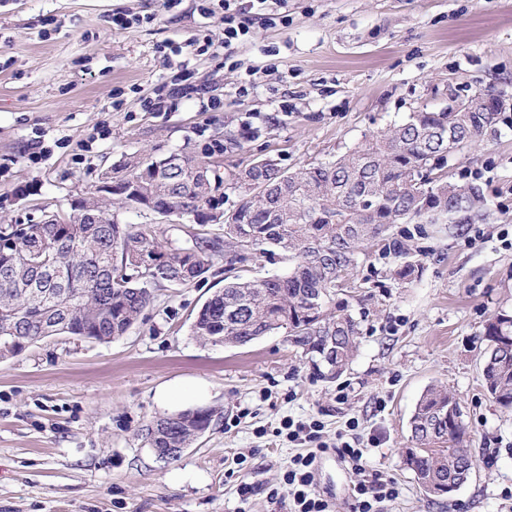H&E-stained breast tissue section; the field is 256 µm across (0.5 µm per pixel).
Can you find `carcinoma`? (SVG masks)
Returning a JSON list of instances; mask_svg holds the SVG:
<instances>
[{
	"mask_svg": "<svg viewBox=\"0 0 512 512\" xmlns=\"http://www.w3.org/2000/svg\"><path fill=\"white\" fill-rule=\"evenodd\" d=\"M490 112H411L405 121L374 134L335 160L293 171L271 159L224 179L213 162L189 151L125 153L101 170L94 189L75 200L72 214L51 213L37 224H0V357L5 343L30 346L66 333L98 342L125 335L152 302L151 289L204 278L213 257L224 266L262 252L288 261V269L232 281L197 312L191 333L212 346H244L285 331L316 377L336 380L351 361L359 322L349 284L362 246L384 240L394 224H453L484 211L472 185L439 173L448 155L479 142ZM239 192L237 207L219 209L224 186ZM133 209L146 222L122 224L111 208ZM177 216L200 226L224 219V239L198 245L164 241L154 226ZM512 339V312L501 310L483 328L495 346ZM498 371L484 384L492 400L512 410V346L496 353ZM214 411L185 410L153 419L141 436L167 460L181 456L213 421ZM414 446L402 456L424 489L465 484L478 460L461 455L466 427L459 398L430 387L410 418Z\"/></svg>",
	"mask_w": 512,
	"mask_h": 512,
	"instance_id": "obj_1",
	"label": "carcinoma"
}]
</instances>
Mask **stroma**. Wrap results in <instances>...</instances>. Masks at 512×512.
<instances>
[{
	"instance_id": "obj_1",
	"label": "stroma",
	"mask_w": 512,
	"mask_h": 512,
	"mask_svg": "<svg viewBox=\"0 0 512 512\" xmlns=\"http://www.w3.org/2000/svg\"><path fill=\"white\" fill-rule=\"evenodd\" d=\"M136 16L127 28L116 13ZM222 11L197 0H0V223L32 224L71 203L121 154L215 150L221 175L263 158L295 169L325 162L422 107L489 90L512 97V0H289L287 26L201 54L199 34L221 35ZM184 43L181 59L170 41ZM210 103L147 112L144 98L179 76ZM108 137H101V127ZM50 149L27 160L30 139ZM450 181L480 187L483 220L397 224L417 278L396 274L388 243L365 244L352 278L357 350L336 381L317 379L283 333L211 346L191 323L224 286L215 257L200 282L154 289L129 332L108 343L51 336L0 361V512H289L273 504L305 447L277 435L282 419L315 418L330 447L314 483L331 512H348L353 479L331 444L359 421L368 471L402 487L389 512H512V412L481 373L486 320L512 310V112L474 148L449 155ZM433 385L457 394L464 445L481 461L448 496L422 491L404 469L409 420ZM348 398L339 401V389ZM211 409L210 428L178 460L159 461L141 437L150 420ZM253 488L241 498V482Z\"/></svg>"
}]
</instances>
